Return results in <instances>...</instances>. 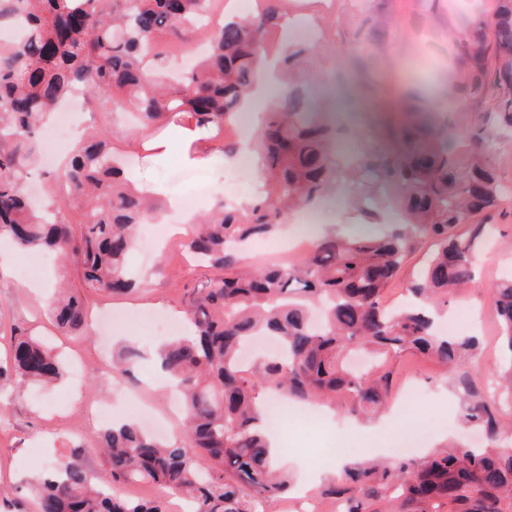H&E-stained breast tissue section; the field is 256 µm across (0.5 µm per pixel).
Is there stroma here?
<instances>
[{
  "mask_svg": "<svg viewBox=\"0 0 512 512\" xmlns=\"http://www.w3.org/2000/svg\"><path fill=\"white\" fill-rule=\"evenodd\" d=\"M494 0H288V12L311 21L313 36L321 48L307 63V75L299 79L303 92L316 107L329 112L345 140L355 148L392 152V128L405 113L430 112L448 105V94L460 81L454 54L453 31L493 10ZM116 155L129 164L128 175L137 188L152 194L161 204L180 200L191 184L189 175L202 172L214 180L215 196H223L224 177L231 174L237 157L213 153L212 165L195 169L182 159L183 144L173 141L171 129L164 136L171 144L166 154L147 155L128 138L129 116L118 113L103 120ZM365 186L349 182L342 189L325 193L317 206L322 222L317 234H358L384 229L391 216L384 196L368 203L366 210L353 209L354 197ZM482 236L476 242L478 260L474 284L451 298L446 318L456 319L463 333L476 334L482 344L481 362L472 374L485 385L486 372L501 357L499 326L492 289L512 273V197L482 216ZM311 241L302 238L293 221L249 245L246 263H297L310 251ZM131 265L140 278L133 293L88 296L90 313L111 310L123 317L118 329L106 323H89L77 336H56L48 311L45 287L56 280L73 278L72 269L52 265L40 275L42 289L31 288L18 274L17 256L0 249V356H6L19 332L56 337L64 362L82 361V380L72 379L47 389L30 383L16 386L0 383V486L21 488L20 498L31 502L29 480L42 472L51 459L68 456L75 446L85 450L83 460L92 476H105L108 464L98 453L100 424L90 413L111 403L114 417H122L123 391L141 388L156 415L165 416L168 436L181 427L177 416L166 415L171 391L158 382L153 349L165 341L160 321L175 322L183 306L186 288L205 275L178 250H159L144 255L134 250ZM136 347L140 357L133 379L106 380L99 361H111L115 351ZM398 389L385 413L369 419L342 410H323L325 424L311 430L299 420L284 418L280 428L268 435L288 457V473L306 487L326 482V474L338 461L332 447L353 437L364 439L376 455H394L400 433L424 428L418 447L409 449L415 459L433 448L456 439L479 444L483 433L462 423L460 403L452 375L438 363L409 353L394 361Z\"/></svg>",
  "mask_w": 512,
  "mask_h": 512,
  "instance_id": "obj_1",
  "label": "stroma"
}]
</instances>
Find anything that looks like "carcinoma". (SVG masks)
I'll use <instances>...</instances> for the list:
<instances>
[{
  "instance_id": "carcinoma-1",
  "label": "carcinoma",
  "mask_w": 512,
  "mask_h": 512,
  "mask_svg": "<svg viewBox=\"0 0 512 512\" xmlns=\"http://www.w3.org/2000/svg\"><path fill=\"white\" fill-rule=\"evenodd\" d=\"M212 0H0V26L19 31L0 48V241L22 251L61 256L81 288L53 298L50 313L65 335L86 325L83 292L123 294L135 287L129 256L142 224L157 221L158 203L114 165L104 132L81 142L53 173V182L82 193L80 234L58 208H38L27 194L40 162L39 139L48 115L82 89L106 113L133 108L141 137L185 113L198 129L221 130L245 112L266 34L280 25L286 0H267L250 17L209 30L207 54L180 79L147 66L158 33L197 30ZM465 67L459 89L470 96L488 85L501 90L498 139L512 142V0L454 37ZM440 127L403 123L396 150L365 149L346 164L339 131L326 112L297 89H284L256 132L264 191L246 207L217 201L189 225L184 248L203 267L224 271L188 288L187 334L158 352L161 367L184 399L181 434L166 443L122 421L99 442L109 473L98 487L82 463L83 449L43 471L31 484L35 512H165L162 502L116 495L109 486L150 482L188 496L193 512H266L288 494V479L271 463L259 428L256 389L288 400H324L354 416L378 412L393 383L392 360L417 352L447 366L462 396L463 420L483 429L486 446L437 449L419 461L355 460L316 495L336 512H512V278L499 280L493 298L500 336L509 353L505 379L489 370L494 396L478 388L468 366L481 355L471 336H440L427 309L448 303L473 280L474 241L452 230L496 209L512 196L491 162L495 138L477 125L457 123L439 109ZM358 173L401 190L403 224L387 233L314 242L297 264L256 262L238 272V245L270 234L288 213L307 206ZM430 249L417 282L407 288L419 303L391 310L384 300L404 262L422 240ZM255 336L281 344L282 353L243 371L239 353ZM356 349L374 361L361 371L348 363ZM138 353L127 347L112 359L115 376L131 373ZM53 384L63 369L44 341L20 336L0 378Z\"/></svg>"
}]
</instances>
